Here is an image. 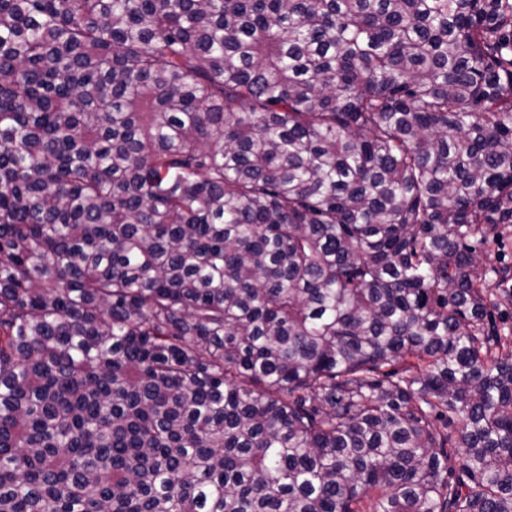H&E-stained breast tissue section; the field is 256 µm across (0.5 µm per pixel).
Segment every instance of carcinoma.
Instances as JSON below:
<instances>
[{"mask_svg":"<svg viewBox=\"0 0 512 512\" xmlns=\"http://www.w3.org/2000/svg\"><path fill=\"white\" fill-rule=\"evenodd\" d=\"M512 0H0V512H512Z\"/></svg>","mask_w":512,"mask_h":512,"instance_id":"1","label":"carcinoma"}]
</instances>
